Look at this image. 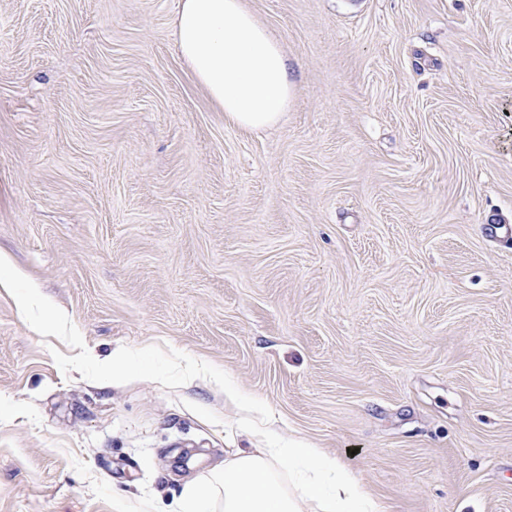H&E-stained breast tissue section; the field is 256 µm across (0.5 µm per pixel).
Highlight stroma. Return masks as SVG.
<instances>
[{
	"label": "stroma",
	"instance_id": "35a3bbf8",
	"mask_svg": "<svg viewBox=\"0 0 512 512\" xmlns=\"http://www.w3.org/2000/svg\"><path fill=\"white\" fill-rule=\"evenodd\" d=\"M244 2L294 84L260 132L177 0H0V512H166L275 436L512 512V0Z\"/></svg>",
	"mask_w": 512,
	"mask_h": 512
}]
</instances>
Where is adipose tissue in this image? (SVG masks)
<instances>
[{
  "mask_svg": "<svg viewBox=\"0 0 512 512\" xmlns=\"http://www.w3.org/2000/svg\"><path fill=\"white\" fill-rule=\"evenodd\" d=\"M180 57L228 125L259 131L280 122L293 96L288 60L243 0H179ZM171 512H381L336 456L297 438L240 450L187 482Z\"/></svg>",
  "mask_w": 512,
  "mask_h": 512,
  "instance_id": "1",
  "label": "adipose tissue"
}]
</instances>
